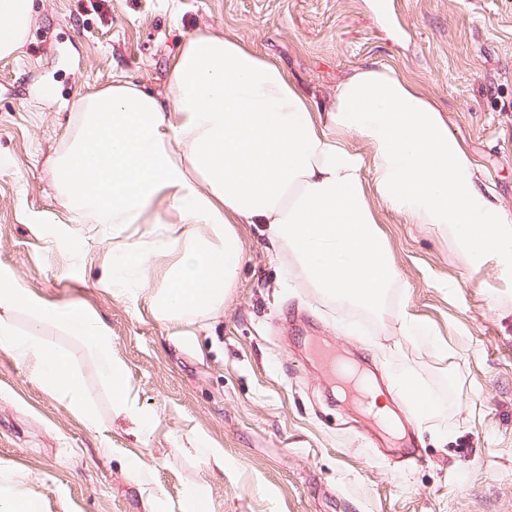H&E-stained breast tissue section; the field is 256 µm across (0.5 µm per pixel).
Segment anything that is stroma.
I'll list each match as a JSON object with an SVG mask.
<instances>
[{"mask_svg": "<svg viewBox=\"0 0 512 512\" xmlns=\"http://www.w3.org/2000/svg\"><path fill=\"white\" fill-rule=\"evenodd\" d=\"M32 12L20 51L0 58V271L100 316L155 423L137 432L86 347L46 326L98 420H80L0 350V489H27L41 512H190L198 486L211 512H512V276L496 259L468 266L433 225L374 202L396 282L365 311L311 288L260 225L242 224L244 259L218 317L171 325L147 298L169 258L148 265L142 294L112 296L101 284L109 237L62 206L50 166L80 97L117 76L165 93L180 44L208 26L320 105L357 66L399 69L512 217V0H32ZM403 313L435 346L400 336ZM315 341L366 367L399 416L398 372L415 369L436 404L415 427V459L392 455L397 437L338 403ZM198 436L223 450V469L194 452Z\"/></svg>", "mask_w": 512, "mask_h": 512, "instance_id": "35a3bbf8", "label": "stroma"}]
</instances>
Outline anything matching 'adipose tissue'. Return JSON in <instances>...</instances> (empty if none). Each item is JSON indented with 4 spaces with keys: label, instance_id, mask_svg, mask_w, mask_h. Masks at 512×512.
<instances>
[{
    "label": "adipose tissue",
    "instance_id": "obj_1",
    "mask_svg": "<svg viewBox=\"0 0 512 512\" xmlns=\"http://www.w3.org/2000/svg\"><path fill=\"white\" fill-rule=\"evenodd\" d=\"M31 23L30 0H0V58L19 51ZM168 82L164 99L121 77L81 97L77 131L55 160L62 205L112 230L103 284L113 295L141 282L150 258L169 256L164 286L149 298L156 316L175 323L206 315L235 283L238 225L258 224L320 293L380 308L395 276L365 191L367 164L380 202L434 225L468 264L492 257L512 274V217L487 197L442 112L394 67L356 68L321 108L279 65L206 28L182 42ZM349 134L371 146L370 161L351 149ZM135 224L152 225L155 240L130 241ZM48 324L87 345L113 408L150 429L104 322L77 305L48 303L0 271V349L96 424L69 352L42 340Z\"/></svg>",
    "mask_w": 512,
    "mask_h": 512
}]
</instances>
